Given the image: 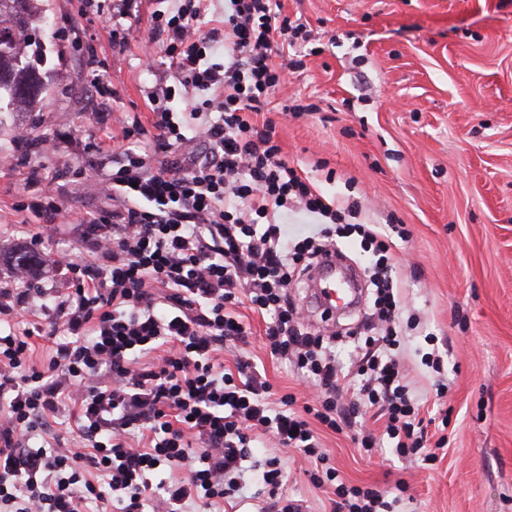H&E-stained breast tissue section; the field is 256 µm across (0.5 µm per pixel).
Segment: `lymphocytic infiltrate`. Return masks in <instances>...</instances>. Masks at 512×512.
Returning a JSON list of instances; mask_svg holds the SVG:
<instances>
[{"label": "lymphocytic infiltrate", "mask_w": 512, "mask_h": 512, "mask_svg": "<svg viewBox=\"0 0 512 512\" xmlns=\"http://www.w3.org/2000/svg\"><path fill=\"white\" fill-rule=\"evenodd\" d=\"M142 45L153 66L162 42L174 79L149 91V122L121 115V142L99 141L112 179L101 187L112 210L81 222L94 256L59 251L49 264L63 278L50 303L32 309L42 289L10 267L0 286V318L16 322L0 336V512H218L242 488L252 442L263 435L319 466L312 484L327 488L333 512H390L388 491L343 481L321 448L315 425L351 432L365 452L385 446L431 461L423 408L398 358L404 316L388 274L389 236L347 222L281 154L270 96L306 41L278 0H228L221 27L202 29L212 0H155ZM222 62H215L216 50ZM187 111H174L173 97ZM151 130L149 149L137 136ZM204 149L176 152L191 138ZM166 154L155 162L156 154ZM318 222L291 237L294 204ZM370 246L371 317L380 331H351L353 359L343 366L307 321L290 291L337 238ZM266 317L265 347L288 361L315 392L272 401V385L251 362L226 368L224 352L250 329L241 307ZM62 331L45 366L32 360L36 338ZM384 420L382 435L359 428L366 413ZM54 418L71 444L31 448L39 424ZM174 479L150 483L158 468ZM267 488L258 512H303L283 496L278 456L265 457Z\"/></svg>", "instance_id": "1"}]
</instances>
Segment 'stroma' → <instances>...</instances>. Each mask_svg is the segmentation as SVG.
<instances>
[{"label":"stroma","mask_w":512,"mask_h":512,"mask_svg":"<svg viewBox=\"0 0 512 512\" xmlns=\"http://www.w3.org/2000/svg\"><path fill=\"white\" fill-rule=\"evenodd\" d=\"M284 14L307 24L313 39L305 66L289 74L272 104L300 100L306 109L275 115L283 155L339 208L354 204L361 224H401L393 263L411 312L437 337L402 341L400 357L415 394L429 412L449 410L447 428L429 425L430 440L447 436L434 465L381 448L365 454L347 435L320 437L341 478L394 490L407 482L393 512H512V0H280ZM52 24L53 54L44 66L50 95L36 112L0 114V251L26 247L37 220L27 178L35 168L55 177L65 211L59 235L39 252L85 251L80 218L105 208L80 180L85 167L109 177L112 165L90 149L103 138L102 110L148 114L147 94L167 77L163 44L154 71L142 70L139 45L149 34L150 0L138 16L112 18V0L79 18L78 0H39ZM116 23L126 43L111 46L103 26ZM97 55L117 98L98 94L82 61ZM28 130L27 143L16 140ZM373 301L364 288L357 308L315 327L334 332L336 355L348 361L347 337ZM244 354L265 371L274 391L307 399L293 368L263 349L264 321L249 314ZM438 348L448 388L437 394L421 357ZM281 455L288 496L304 512H327L325 491L307 472L310 460L281 453L260 438L246 474L250 497L224 512H256L260 460Z\"/></svg>","instance_id":"1"}]
</instances>
